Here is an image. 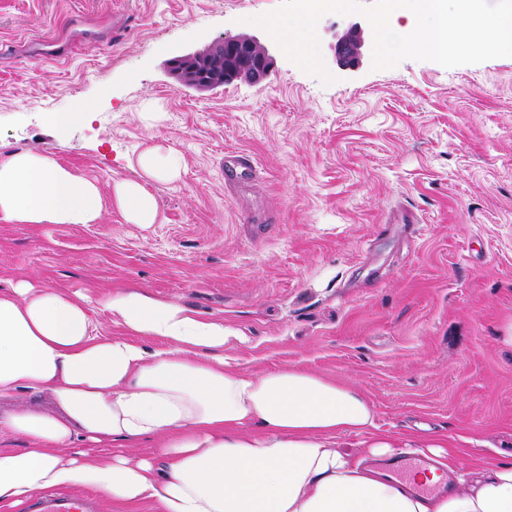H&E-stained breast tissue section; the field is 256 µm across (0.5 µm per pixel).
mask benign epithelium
<instances>
[{
	"label": "benign epithelium",
	"instance_id": "7a95c632",
	"mask_svg": "<svg viewBox=\"0 0 512 512\" xmlns=\"http://www.w3.org/2000/svg\"><path fill=\"white\" fill-rule=\"evenodd\" d=\"M367 38L359 28H353L336 43L335 54L338 64L343 68L356 67L366 47ZM224 60V76L217 83L203 70L214 59ZM272 64L268 50L252 38L246 36L226 37L203 51L193 55H177L171 59L173 72L180 76L184 69L190 75L185 82L201 89H209L236 79L251 82L260 81L268 73Z\"/></svg>",
	"mask_w": 512,
	"mask_h": 512
}]
</instances>
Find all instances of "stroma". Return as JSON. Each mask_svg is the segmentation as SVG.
<instances>
[{
	"label": "stroma",
	"mask_w": 512,
	"mask_h": 512,
	"mask_svg": "<svg viewBox=\"0 0 512 512\" xmlns=\"http://www.w3.org/2000/svg\"><path fill=\"white\" fill-rule=\"evenodd\" d=\"M279 2L0 0V156H52L104 197L93 224L1 220L0 290L28 277L175 301L241 332L224 352L243 370L354 384L381 432L447 437L470 469L512 454V58L344 69L334 45L363 18L330 13L325 86L255 25ZM241 35L274 58L260 82L199 90L171 73ZM48 38L72 52L45 57ZM151 149L177 157V178L145 177ZM238 151L257 176L230 189ZM123 180L145 183L156 223L126 221Z\"/></svg>",
	"instance_id": "stroma-1"
}]
</instances>
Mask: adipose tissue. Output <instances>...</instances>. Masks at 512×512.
I'll use <instances>...</instances> for the list:
<instances>
[{
    "label": "adipose tissue",
    "mask_w": 512,
    "mask_h": 512,
    "mask_svg": "<svg viewBox=\"0 0 512 512\" xmlns=\"http://www.w3.org/2000/svg\"><path fill=\"white\" fill-rule=\"evenodd\" d=\"M113 191L129 223H156L143 182ZM102 208L98 183L51 156H0L1 220L92 224ZM96 305L125 336L99 335L86 299L28 279L0 292V402L47 394L56 404L0 414V431L27 442L0 450V502L79 485L156 512H512L510 461L475 478L435 438L429 470L398 479L368 465L405 443L376 432L356 386L294 366L241 370L224 354L235 330L174 302L117 289ZM346 434L361 436L359 450L344 449ZM145 440L152 456H130ZM104 446L109 459L90 457ZM451 471L455 488L434 491Z\"/></svg>",
    "instance_id": "1"
}]
</instances>
